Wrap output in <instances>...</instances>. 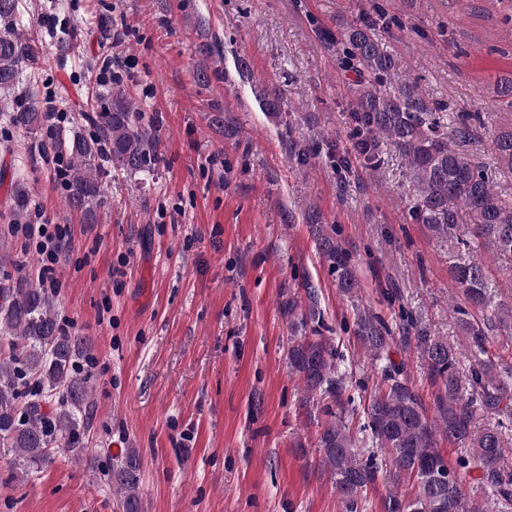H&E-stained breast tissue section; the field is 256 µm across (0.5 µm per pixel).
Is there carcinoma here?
I'll return each instance as SVG.
<instances>
[{"mask_svg":"<svg viewBox=\"0 0 512 512\" xmlns=\"http://www.w3.org/2000/svg\"><path fill=\"white\" fill-rule=\"evenodd\" d=\"M18 15L19 0H0V89L14 88L22 70L39 60L37 46L18 28ZM344 39L342 62L362 77L351 131L356 151L375 165L379 142L394 147L415 184L410 218L447 240L453 251L480 252L505 262L512 276V197L495 190L470 153L485 129L480 113L461 112L448 126L440 116L447 104L427 98L415 79L402 74L399 60L382 47L375 20L347 27ZM52 111V102L35 94L19 95L7 108L10 124L25 131L42 126ZM91 123L89 136L60 138L55 144L57 152L70 157L66 202L81 210L105 203L102 168L95 164L102 145L109 149L106 161L130 173L151 174L163 163L159 130L135 111L125 87H111L108 102ZM490 148L499 171L512 175V120L494 129ZM465 217L471 223L467 239L456 234ZM317 245L339 290L351 299L359 297L360 283L345 248L322 232ZM450 280L471 307L512 322V305L498 299L484 260L459 259L450 268ZM454 313L459 332L474 350L468 371H460V351L448 340L419 335L429 374L439 385L436 416H427L403 369L384 370L386 389L365 408L371 450L336 412L346 387V374L337 364L343 354L316 328L315 338L295 339L289 346V369L302 379L305 396L330 398L320 406L326 420L318 448L345 512H357L360 493L377 479L396 484L403 477L416 481V496L392 492L384 512H467L463 481L436 446L439 433L466 448L461 465L479 471L477 483L512 500V464L505 458L502 431L476 424L479 414L512 401V384L484 356L486 325L460 305ZM355 334L373 360L383 359L394 340L391 328L366 312L358 315ZM2 340L8 350L0 349V452L11 455L14 476L23 479L58 454L83 456L95 407L89 338L60 324L50 293L21 269L13 281L0 284ZM105 476L121 512H142L138 449L127 448L112 458Z\"/></svg>","mask_w":512,"mask_h":512,"instance_id":"1","label":"carcinoma"}]
</instances>
